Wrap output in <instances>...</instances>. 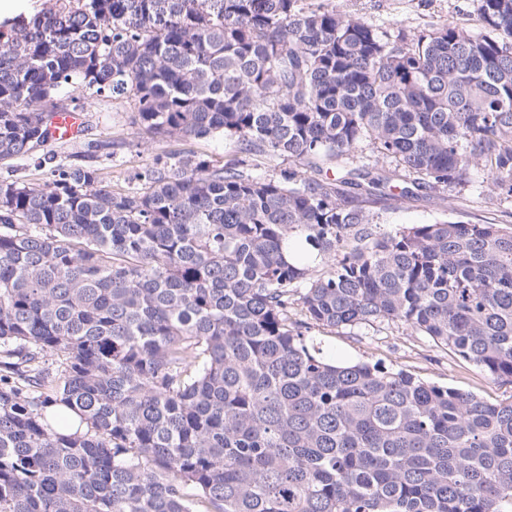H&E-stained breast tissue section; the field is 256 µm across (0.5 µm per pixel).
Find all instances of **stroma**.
<instances>
[{
  "mask_svg": "<svg viewBox=\"0 0 512 512\" xmlns=\"http://www.w3.org/2000/svg\"><path fill=\"white\" fill-rule=\"evenodd\" d=\"M314 7L326 3L346 13L366 17L390 33L405 32L415 36L431 31L448 17L457 18L472 33H481L477 17L478 0H302ZM61 95L69 106H84L86 129L75 142L48 143V152L58 156L81 155L88 143L109 141L113 159L97 158L105 180L113 188L122 189L136 182L139 175L157 157L192 153L216 162L230 159L234 147L222 136L187 140L151 139L139 133L132 122L135 112L130 98L115 96L98 98L84 105L83 97L72 89ZM480 171H473L472 181L455 198L453 219L471 224H498L512 227V200L490 201L479 195ZM324 348L369 362L382 361L386 366L406 369L422 379L449 388L469 391L496 403L512 398V384L492 380L469 362L427 337L407 335L393 325L362 326L351 331L320 329L316 332Z\"/></svg>",
  "mask_w": 512,
  "mask_h": 512,
  "instance_id": "stroma-1",
  "label": "stroma"
}]
</instances>
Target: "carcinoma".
<instances>
[{"label":"carcinoma","instance_id":"carcinoma-1","mask_svg":"<svg viewBox=\"0 0 512 512\" xmlns=\"http://www.w3.org/2000/svg\"><path fill=\"white\" fill-rule=\"evenodd\" d=\"M412 39L300 0H45L0 20V162L59 90L126 96L158 157L115 190L0 181V512H512V399L326 355L393 324L512 384V0ZM364 144L374 169L347 167ZM428 189L429 224L380 229ZM295 261L285 257L286 249ZM472 182L460 193L450 192L455 197L456 209H448V217L471 224H500L503 227H512V198L509 201H489L478 195L480 182L483 180L479 170L472 172Z\"/></svg>","mask_w":512,"mask_h":512}]
</instances>
